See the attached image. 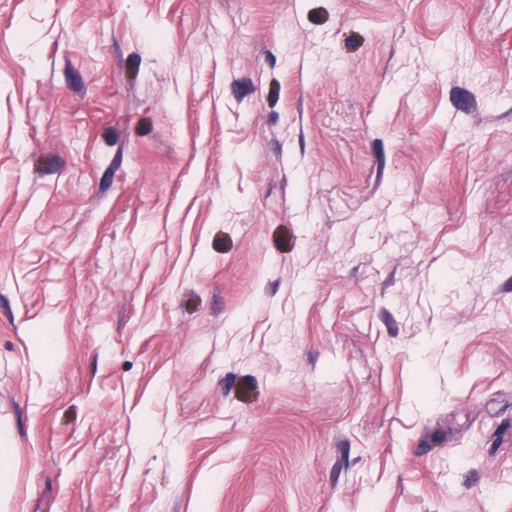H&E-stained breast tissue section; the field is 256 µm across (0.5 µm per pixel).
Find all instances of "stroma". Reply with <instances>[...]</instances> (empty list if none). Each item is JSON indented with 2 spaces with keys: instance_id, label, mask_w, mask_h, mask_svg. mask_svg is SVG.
<instances>
[{
  "instance_id": "stroma-1",
  "label": "stroma",
  "mask_w": 512,
  "mask_h": 512,
  "mask_svg": "<svg viewBox=\"0 0 512 512\" xmlns=\"http://www.w3.org/2000/svg\"><path fill=\"white\" fill-rule=\"evenodd\" d=\"M0 512H512V0H0Z\"/></svg>"
}]
</instances>
